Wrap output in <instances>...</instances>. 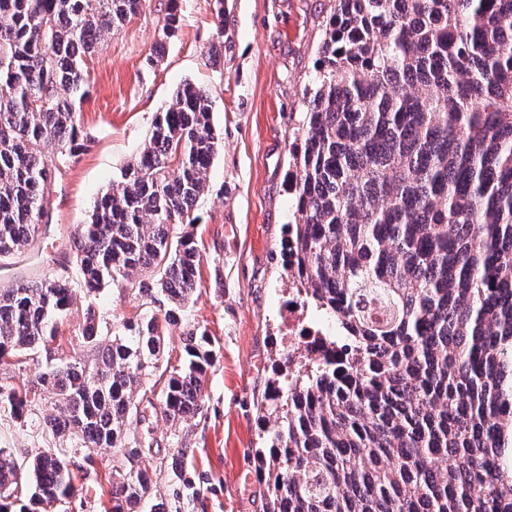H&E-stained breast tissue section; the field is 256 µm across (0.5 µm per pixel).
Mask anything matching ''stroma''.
Listing matches in <instances>:
<instances>
[{
  "instance_id": "35a3bbf8",
  "label": "stroma",
  "mask_w": 512,
  "mask_h": 512,
  "mask_svg": "<svg viewBox=\"0 0 512 512\" xmlns=\"http://www.w3.org/2000/svg\"><path fill=\"white\" fill-rule=\"evenodd\" d=\"M333 0H145L141 10L102 42L86 62V94L79 118L91 137L86 151L65 160L46 194L48 221L22 255L0 267V288L15 281L67 277L72 303L56 336L38 361L57 363L81 355L92 360L82 332L95 317L102 341L121 334L125 321L146 312L136 291L107 285L89 294L81 286L72 237L120 168L148 138L152 122L176 89L190 81L213 101V123L222 147L210 170V192L197 207L188 233L198 243L201 278L184 311V324L206 330L216 357L208 368L201 414L171 424L159 407L140 403L131 434L169 457L178 448L191 454L193 487L174 497L176 478L159 467L152 478V501L170 512H263L266 485L257 451L273 422L265 396L284 372L288 339L281 310L288 302V269L281 249L293 219L295 197L287 177L301 141L306 110L304 89L313 82L324 25ZM180 22L162 39L170 11ZM223 20L224 59L208 51ZM155 64H148L151 54ZM169 326L163 355H183V326ZM52 412L50 394L22 419L0 413V448L20 464L55 447L42 431ZM85 463L75 453L76 492L46 512H111L113 472L124 469L123 449L102 448Z\"/></svg>"
}]
</instances>
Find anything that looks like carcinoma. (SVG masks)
<instances>
[{"label":"carcinoma","mask_w":512,"mask_h":512,"mask_svg":"<svg viewBox=\"0 0 512 512\" xmlns=\"http://www.w3.org/2000/svg\"><path fill=\"white\" fill-rule=\"evenodd\" d=\"M142 2L0 0V262L35 236L52 173L86 147V57ZM320 55L286 236L303 303L345 360L307 359L272 382L264 512H512V0H335ZM211 109L205 90L178 88L72 240L88 292L116 284L159 309L90 362L0 387L17 419L46 388L47 433L125 449L113 512H139L160 463L127 424L196 291L201 255L178 227L210 189ZM70 302L64 277L0 288V366L37 354ZM183 351L161 393L173 425L202 412L213 362L194 325ZM71 459L55 447L22 466L0 448V512L74 496ZM187 464L185 448L168 460L184 489Z\"/></svg>","instance_id":"carcinoma-1"}]
</instances>
